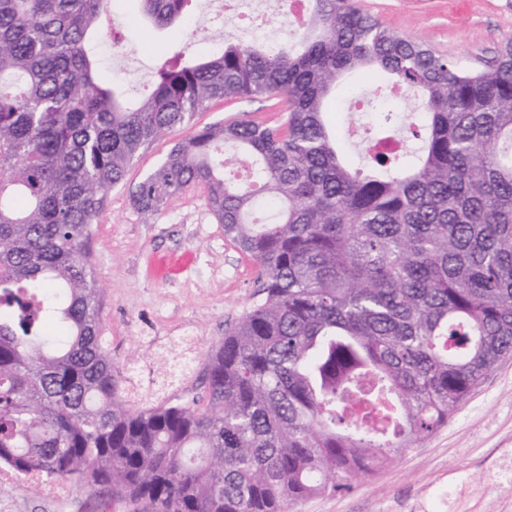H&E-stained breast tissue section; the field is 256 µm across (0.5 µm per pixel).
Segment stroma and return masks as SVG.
Returning a JSON list of instances; mask_svg holds the SVG:
<instances>
[{
  "label": "stroma",
  "instance_id": "35a3bbf8",
  "mask_svg": "<svg viewBox=\"0 0 512 512\" xmlns=\"http://www.w3.org/2000/svg\"><path fill=\"white\" fill-rule=\"evenodd\" d=\"M359 8L392 31L424 41L433 51L464 66L492 63L512 38V0H356ZM109 31L100 48L102 70L138 93L151 90L155 72L171 51L198 57L214 53L220 32L232 22L218 6L193 0L187 27L161 32L140 17L135 0H110ZM120 37L125 55L112 51ZM275 97L214 99L190 125L154 142L129 167L124 185L108 194L93 226L97 285L103 296L101 332L113 362L135 366L140 391L165 389L172 400L203 398L198 369L206 352L259 300L262 287L255 261L224 235L211 212L207 191L196 185L157 211L135 207L128 189L165 159L172 145L194 130L230 120L275 124ZM192 253L181 274L157 275L163 255ZM193 353L195 370L167 387L169 361ZM512 453V355L501 358L458 410L434 435L404 449L375 473L353 480L347 491L295 503L292 512H512V489L501 463ZM48 477L41 491L0 486V512H134L119 497L77 485L58 496Z\"/></svg>",
  "mask_w": 512,
  "mask_h": 512
}]
</instances>
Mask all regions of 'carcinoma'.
Wrapping results in <instances>:
<instances>
[{
	"label": "carcinoma",
	"mask_w": 512,
	"mask_h": 512,
	"mask_svg": "<svg viewBox=\"0 0 512 512\" xmlns=\"http://www.w3.org/2000/svg\"><path fill=\"white\" fill-rule=\"evenodd\" d=\"M107 2L0 0V463L143 512H289L348 489L435 434L512 353V39L467 68L354 0H309L276 51L229 33L204 61L181 49L132 102L98 76ZM139 2L162 30L192 0ZM358 71L419 97L417 154L377 87L370 165L344 158L327 104ZM263 96L283 97L280 124L197 130L130 189L157 211L204 185L263 278L208 352L206 403L143 407L101 336L93 224L140 153L207 101ZM389 140L399 150L375 149ZM220 145L251 186L224 178Z\"/></svg>",
	"instance_id": "obj_1"
}]
</instances>
